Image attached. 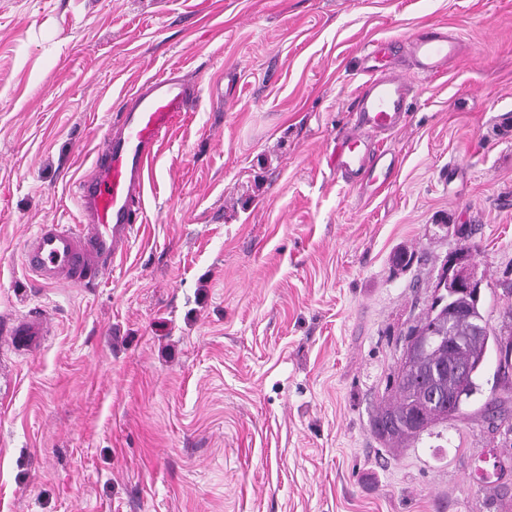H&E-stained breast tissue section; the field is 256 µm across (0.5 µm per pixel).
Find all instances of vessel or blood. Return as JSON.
Masks as SVG:
<instances>
[{
    "label": "vessel or blood",
    "instance_id": "b4317fda",
    "mask_svg": "<svg viewBox=\"0 0 512 512\" xmlns=\"http://www.w3.org/2000/svg\"><path fill=\"white\" fill-rule=\"evenodd\" d=\"M461 49L459 38L436 26L407 41L414 73L428 77L447 72ZM388 54L379 45L366 54L364 80L352 102L355 126L334 152L337 176L374 193L390 184L399 165L394 151L379 149L378 138L403 127L415 91ZM192 95L180 77L169 73L153 78L128 100L105 131L95 162L75 182L82 223L39 225L23 243L24 266L38 283L82 286L111 273L134 232L132 203L143 193L145 168ZM47 334L41 317L28 314L14 322L9 342L15 351L31 352Z\"/></svg>",
    "mask_w": 512,
    "mask_h": 512
}]
</instances>
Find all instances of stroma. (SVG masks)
Masks as SVG:
<instances>
[{
    "label": "stroma",
    "instance_id": "1",
    "mask_svg": "<svg viewBox=\"0 0 512 512\" xmlns=\"http://www.w3.org/2000/svg\"><path fill=\"white\" fill-rule=\"evenodd\" d=\"M432 25L464 50L414 77L391 184L328 163L368 48ZM175 71L194 89L161 139L112 273L35 286L41 224L122 104ZM468 250L512 331V0H0V512H512V376L488 364L466 419L372 430L401 335ZM411 254L407 267L398 253ZM48 328L38 315L28 314L18 318L8 334L12 348L17 352H31L39 349Z\"/></svg>",
    "mask_w": 512,
    "mask_h": 512
}]
</instances>
